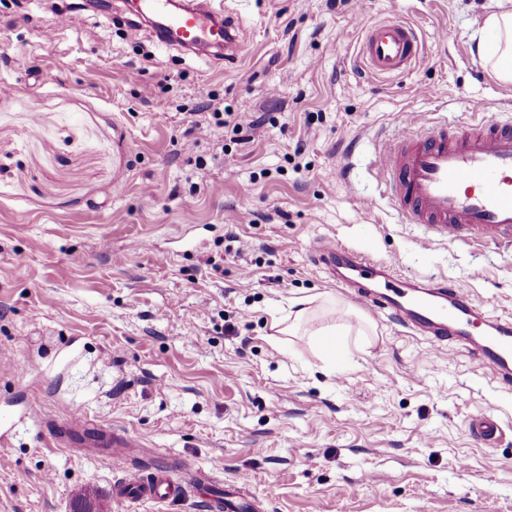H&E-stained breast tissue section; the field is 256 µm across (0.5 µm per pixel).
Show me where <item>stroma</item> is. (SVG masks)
Masks as SVG:
<instances>
[{"instance_id":"stroma-1","label":"stroma","mask_w":512,"mask_h":512,"mask_svg":"<svg viewBox=\"0 0 512 512\" xmlns=\"http://www.w3.org/2000/svg\"><path fill=\"white\" fill-rule=\"evenodd\" d=\"M48 2L0 0V512H72L83 493L96 512H212L229 486L259 512H512V384L466 349L431 356L315 252L334 240L512 316V243L403 223L379 172L405 121L464 123L474 99L482 120L512 112L475 53L495 0H232L234 63L159 47L127 0L62 24ZM387 18L423 47L392 78L360 55ZM243 101L260 138L187 133L191 112ZM304 296L335 315L277 334ZM331 322L348 327L332 360L311 335ZM76 411L140 441L124 469L53 442ZM485 413L491 443L469 428ZM161 462L183 496L112 507Z\"/></svg>"}]
</instances>
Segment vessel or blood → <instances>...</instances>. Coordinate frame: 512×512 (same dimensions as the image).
I'll list each match as a JSON object with an SVG mask.
<instances>
[{
	"instance_id": "vessel-or-blood-1",
	"label": "vessel or blood",
	"mask_w": 512,
	"mask_h": 512,
	"mask_svg": "<svg viewBox=\"0 0 512 512\" xmlns=\"http://www.w3.org/2000/svg\"><path fill=\"white\" fill-rule=\"evenodd\" d=\"M140 11L162 46L188 53L214 49L228 62L239 56L240 21L222 0H182L178 5L143 0ZM420 53L417 33L405 22L392 19L365 30L361 57L374 75H400ZM380 162L386 191L407 223L427 224L452 237L465 229L512 236V119L427 128L409 121L387 143ZM317 261L351 288L359 306L428 337L434 349L451 342L469 347L479 366L495 370L503 383L512 382V318L480 317L467 289L431 275L399 279L390 264L334 242L318 247ZM55 432L59 444L84 449L116 467L126 465L138 445L78 413L57 423ZM183 491L178 478L157 469L113 486L112 498L168 503Z\"/></svg>"
}]
</instances>
